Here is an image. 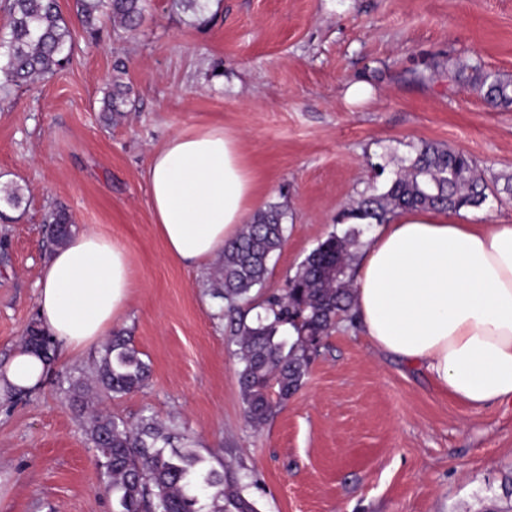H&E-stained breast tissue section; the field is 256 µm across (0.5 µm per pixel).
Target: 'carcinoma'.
<instances>
[{"mask_svg":"<svg viewBox=\"0 0 512 512\" xmlns=\"http://www.w3.org/2000/svg\"><path fill=\"white\" fill-rule=\"evenodd\" d=\"M0 9L9 16L8 28L0 32V86L47 78L70 63V23L58 0H0ZM144 12L145 0H75L76 18L92 36L104 16L114 29L130 32ZM467 68L472 90L494 106H512V77L485 71L478 64ZM132 106L130 87L113 81L101 111L114 120ZM415 152L383 191L361 197L348 210L346 218L356 226L319 242L288 276L283 292L263 298L261 312L251 322L247 317L252 291L264 287L270 275L269 261L286 240L287 207L269 205L224 243V253L206 287L224 299L226 312L232 316L230 344L244 411L254 427H261L274 408L300 390L313 356L337 322L353 319L352 270L364 246L361 226L387 224L398 212L413 208L456 213L487 199L488 185L464 153L434 143H423ZM21 204L19 186L0 185V206L18 209ZM44 232L51 245L63 244L72 232L70 215L63 209L51 211L45 217ZM289 328L294 336L286 338L283 333ZM25 344L53 361L54 344L38 323L30 325ZM147 377L148 366L129 336H112L93 363L96 387L112 396L139 389ZM88 436L104 485L117 501V512H257L255 502L243 492L246 475L231 465L221 471L204 467L203 460L189 449L188 438L172 426L151 417L133 425L110 414H97L90 420ZM207 497L208 505L203 503Z\"/></svg>","mask_w":512,"mask_h":512,"instance_id":"cac0c4a2","label":"carcinoma"}]
</instances>
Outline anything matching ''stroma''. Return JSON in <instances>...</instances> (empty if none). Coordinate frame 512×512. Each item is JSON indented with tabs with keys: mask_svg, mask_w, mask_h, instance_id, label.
<instances>
[{
	"mask_svg": "<svg viewBox=\"0 0 512 512\" xmlns=\"http://www.w3.org/2000/svg\"><path fill=\"white\" fill-rule=\"evenodd\" d=\"M74 55L53 76L0 88V183L22 186L0 218V358L36 320L49 252L45 215L127 249L131 288L113 331L149 366L146 385L93 408L177 425L206 466L247 476L258 512H512V402L472 410L418 366L338 321L300 391L261 428L244 416L223 299L207 268L174 263L145 172L174 133L221 125L255 171L257 209L288 206L267 291L429 142L465 153L487 180L512 173V108L489 106L450 69L512 77V0H209L205 20L148 0L134 33L90 38L59 0ZM127 71L115 75V57ZM134 108L105 122L113 78ZM370 96H347L352 83ZM101 352L57 349L42 385L0 401V512H114L88 414L70 399Z\"/></svg>",
	"mask_w": 512,
	"mask_h": 512,
	"instance_id": "obj_1",
	"label": "stroma"
}]
</instances>
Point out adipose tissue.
Returning <instances> with one entry per match:
<instances>
[{
  "label": "adipose tissue",
  "mask_w": 512,
  "mask_h": 512,
  "mask_svg": "<svg viewBox=\"0 0 512 512\" xmlns=\"http://www.w3.org/2000/svg\"><path fill=\"white\" fill-rule=\"evenodd\" d=\"M146 182L167 254L185 266L219 256L255 205L239 139L218 125L174 133L153 153ZM129 288L125 248L76 233L42 268L38 318L62 348L79 352L107 335ZM352 311L375 348L420 366L459 402L512 401V223L400 213L363 251ZM47 369L40 353L16 349L0 365V396L39 386Z\"/></svg>",
  "instance_id": "1"
}]
</instances>
